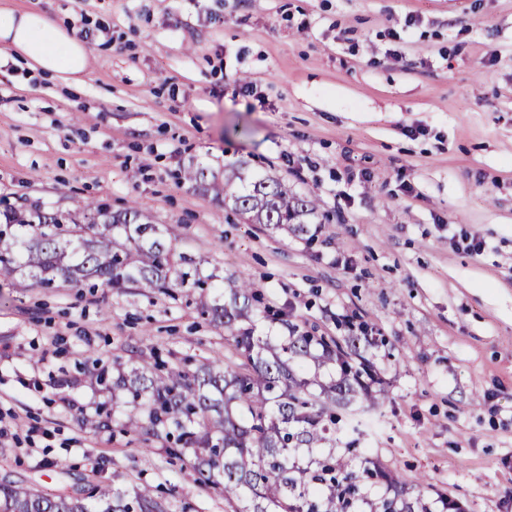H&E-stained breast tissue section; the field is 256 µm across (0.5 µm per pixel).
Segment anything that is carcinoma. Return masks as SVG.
Masks as SVG:
<instances>
[{"instance_id":"obj_1","label":"carcinoma","mask_w":512,"mask_h":512,"mask_svg":"<svg viewBox=\"0 0 512 512\" xmlns=\"http://www.w3.org/2000/svg\"><path fill=\"white\" fill-rule=\"evenodd\" d=\"M188 179L224 197L252 224L304 236L318 219L314 201L293 195L273 176L234 170L220 180L200 167ZM79 224L69 216L18 212L0 229V279L23 270L50 286L94 281L107 288L163 291L208 286L201 314L224 327L237 361L217 353L193 370L140 353L139 366L112 383L129 397L126 431L144 439L177 435L172 454H188L201 482L224 493L231 512H431L399 476L374 460L351 465L356 440L336 441V425L364 435L358 414L380 405L385 390L363 355L371 336L316 335L286 309L258 306L251 283L214 281L177 254L143 204L114 215L94 203ZM383 487L373 499L364 482ZM0 512H166L151 488L124 501L118 490L91 485L81 497L47 496L21 481L0 479Z\"/></svg>"}]
</instances>
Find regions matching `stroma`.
Wrapping results in <instances>:
<instances>
[{
	"label": "stroma",
	"mask_w": 512,
	"mask_h": 512,
	"mask_svg": "<svg viewBox=\"0 0 512 512\" xmlns=\"http://www.w3.org/2000/svg\"><path fill=\"white\" fill-rule=\"evenodd\" d=\"M0 7L89 32L91 50L70 87L0 44V213L136 200L203 274L251 282L320 334L367 324L392 350L366 351L388 398L365 455L433 512L443 496L512 512V0ZM239 163L313 200L314 237L245 223L186 178ZM224 344L179 296L0 283V475L46 495L149 485L168 512H225L90 380L141 351L200 361Z\"/></svg>",
	"instance_id": "stroma-1"
}]
</instances>
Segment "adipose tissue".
<instances>
[{
    "label": "adipose tissue",
    "instance_id": "obj_1",
    "mask_svg": "<svg viewBox=\"0 0 512 512\" xmlns=\"http://www.w3.org/2000/svg\"><path fill=\"white\" fill-rule=\"evenodd\" d=\"M0 43L30 69L70 85L88 66L87 46L62 24L33 12L0 8Z\"/></svg>",
    "mask_w": 512,
    "mask_h": 512
}]
</instances>
